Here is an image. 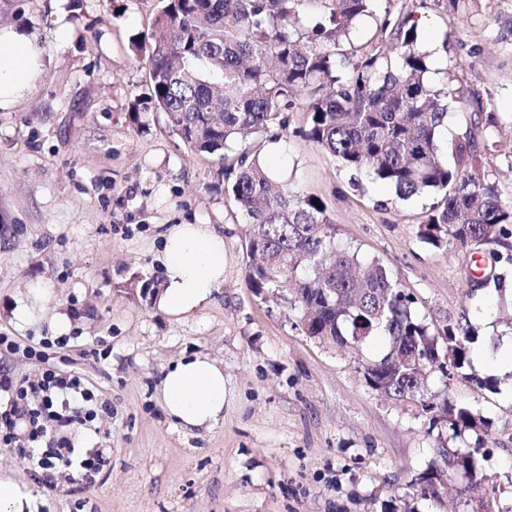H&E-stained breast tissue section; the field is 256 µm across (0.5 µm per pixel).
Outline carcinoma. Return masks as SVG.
I'll return each mask as SVG.
<instances>
[{"label": "carcinoma", "mask_w": 512, "mask_h": 512, "mask_svg": "<svg viewBox=\"0 0 512 512\" xmlns=\"http://www.w3.org/2000/svg\"><path fill=\"white\" fill-rule=\"evenodd\" d=\"M375 0H166L152 23L147 60L152 99L172 132L196 155L228 152L238 137L271 124L287 129L288 112L305 113L297 130L350 170L395 189L401 200L433 194L419 237L437 249L466 251L499 243L512 224V205L473 168L475 138L443 143L451 90L426 79L427 55L413 47L410 16L387 9L381 40L354 45L350 31ZM315 15L309 31L302 18ZM401 48L397 60L382 42ZM484 129L497 126L483 102L468 100ZM229 194L248 226L254 261L246 274L256 295L280 294L297 312L305 335L357 352L378 337L384 347L361 370L384 397L416 402L452 440L489 424L463 404L436 401L434 371L453 379L471 367L475 337L460 324L433 334L414 312V299L376 260L336 243L325 204L277 179L248 149ZM439 461L412 480L418 499H436L435 482L460 475L478 485L486 474L477 451L435 449Z\"/></svg>", "instance_id": "1"}]
</instances>
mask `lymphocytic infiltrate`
<instances>
[{
  "label": "lymphocytic infiltrate",
  "instance_id": "obj_1",
  "mask_svg": "<svg viewBox=\"0 0 512 512\" xmlns=\"http://www.w3.org/2000/svg\"><path fill=\"white\" fill-rule=\"evenodd\" d=\"M65 343V337L60 336L22 349L11 337L0 335V350L22 352L26 359L43 365L34 380H15L0 370V392L8 394L5 407L0 409V444L17 448L32 477L49 486L55 485L63 470L69 481L93 482L107 465L103 449L77 450L67 436L68 429L76 424L95 429L108 407L83 376L63 374L48 365V350Z\"/></svg>",
  "mask_w": 512,
  "mask_h": 512
}]
</instances>
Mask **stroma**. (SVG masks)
<instances>
[{"label": "stroma", "mask_w": 512, "mask_h": 512, "mask_svg": "<svg viewBox=\"0 0 512 512\" xmlns=\"http://www.w3.org/2000/svg\"><path fill=\"white\" fill-rule=\"evenodd\" d=\"M164 0H0V26L21 28L43 49L44 74L0 111V335L24 345L52 336L67 315L68 346L49 362L80 373L112 408L99 433L73 429L75 447L105 448L88 487L31 479L15 449L0 446V473L29 484L35 512H395L414 475L441 444L413 403L371 390L356 354L304 334L290 305L246 286L247 226L227 192L231 161L194 155L155 111L146 58ZM431 84L477 96L496 127L473 131L470 110L449 103L442 133L474 132L476 163L512 200V0H400ZM271 126L251 152L327 207L339 245L379 261L414 298L432 331L470 321L473 378L433 373L429 389L486 418L477 496L512 512V376L495 357L512 341V265L502 244L475 255L424 243L419 226L434 197L398 200L367 173L343 169L321 148ZM169 224L224 227V283L190 315L160 310V235ZM505 280L470 290L468 270ZM53 289L47 319L19 325L20 298ZM203 353L224 365V422L189 434L168 419L160 393L167 366ZM496 380L477 389L474 377Z\"/></svg>", "instance_id": "35a3bbf8"}]
</instances>
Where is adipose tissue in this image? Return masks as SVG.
I'll list each match as a JSON object with an SVG mask.
<instances>
[{
	"instance_id": "adipose-tissue-1",
	"label": "adipose tissue",
	"mask_w": 512,
	"mask_h": 512,
	"mask_svg": "<svg viewBox=\"0 0 512 512\" xmlns=\"http://www.w3.org/2000/svg\"><path fill=\"white\" fill-rule=\"evenodd\" d=\"M43 50L13 26H0V110H7L43 75ZM166 280L159 309L194 312L224 282V235L212 224H173L162 234ZM164 409L182 429L206 430L224 419V368L201 354L181 357L161 381Z\"/></svg>"
}]
</instances>
